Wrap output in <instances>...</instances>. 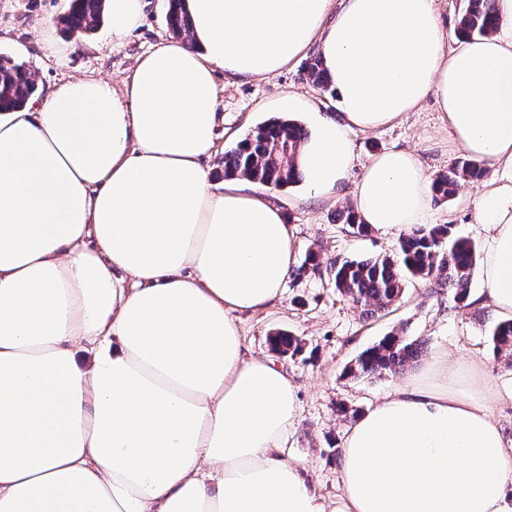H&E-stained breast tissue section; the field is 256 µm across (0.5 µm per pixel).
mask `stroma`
I'll return each instance as SVG.
<instances>
[{
    "label": "stroma",
    "instance_id": "1",
    "mask_svg": "<svg viewBox=\"0 0 512 512\" xmlns=\"http://www.w3.org/2000/svg\"><path fill=\"white\" fill-rule=\"evenodd\" d=\"M70 0H0V51L26 62L35 79L36 91L29 106H36L48 93L66 81L96 77L120 88L137 58L168 37L167 0H145L141 25L123 41L113 45L109 23H102L88 37L64 32L60 18ZM303 63H296L271 77L217 75L220 101L216 125V150L206 160L215 186L224 184V153L263 122L284 115L301 126H309L305 112L285 113L282 104L291 95L318 105L321 114L340 118L335 98L320 86L305 81ZM356 167L394 148H408L419 155L428 176L447 171L462 150L452 142L441 124L434 100L420 109L402 113L389 125L353 136ZM487 185L486 179L463 182L453 199L432 202L431 224L454 225L459 235L472 239L479 248L487 241L478 224L473 197ZM351 186H344L336 200L307 196L301 184L273 191L286 222L294 230L298 260L308 251L321 258L336 256L366 258L392 254L397 247L393 235L371 230L367 236L353 234L336 221L337 210L348 207ZM498 315L487 304L457 308L448 289L429 282L407 285L402 298L377 316L365 319L327 280L290 273L279 301L266 310L237 319L249 354H269L268 339L282 330L301 339V355L277 356L276 362L292 377L298 396V416L288 435L284 455L300 464L315 493L324 501H335L342 492V442L352 417L340 406L365 413L402 379L423 377L433 355L448 353L483 366L492 383L512 384V367L493 356L485 327ZM404 330L423 340L427 350L403 373L381 378H353L345 367L383 336Z\"/></svg>",
    "mask_w": 512,
    "mask_h": 512
}]
</instances>
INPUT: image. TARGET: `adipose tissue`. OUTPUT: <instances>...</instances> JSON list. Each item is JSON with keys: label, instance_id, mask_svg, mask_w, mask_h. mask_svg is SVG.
I'll list each match as a JSON object with an SVG mask.
<instances>
[{"label": "adipose tissue", "instance_id": "ef3b65f1", "mask_svg": "<svg viewBox=\"0 0 512 512\" xmlns=\"http://www.w3.org/2000/svg\"><path fill=\"white\" fill-rule=\"evenodd\" d=\"M191 39L142 55L121 89L68 81L0 113V512H512V448L483 372L441 353L348 432L325 505L284 456L297 388L246 357L237 315L296 265L283 211L214 186L216 70L267 77L315 52L343 122L297 165L337 197L353 133L434 99L494 178L475 201L480 299L512 318V0L496 31L449 48L438 0H184ZM432 182L405 149L375 156L352 200L385 234L426 224ZM96 347L89 368L79 347Z\"/></svg>", "mask_w": 512, "mask_h": 512}]
</instances>
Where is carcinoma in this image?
I'll use <instances>...</instances> for the list:
<instances>
[{
    "label": "carcinoma",
    "instance_id": "1",
    "mask_svg": "<svg viewBox=\"0 0 512 512\" xmlns=\"http://www.w3.org/2000/svg\"><path fill=\"white\" fill-rule=\"evenodd\" d=\"M167 23L174 35H189L191 20L183 0H167ZM105 0H71L62 18L70 34L88 36L103 19ZM497 24L494 0H467L459 21L457 35L462 38L485 36ZM306 79L325 89L330 79L318 57L305 65ZM36 91L30 67L0 52V112H15L24 107ZM307 131L290 121L263 123L224 153V178H245L272 189H282L302 180L295 157ZM485 169L471 160H461L433 179L436 200L452 198L460 182L482 177ZM353 233L365 236L370 227L362 223L355 211L341 214ZM480 259L476 245L458 237L450 224L432 228L417 227L403 233L395 253L366 259L336 257L328 261V283L357 307L367 318L398 301L408 282L429 280L453 293L459 308L468 309L472 276ZM495 356L512 360V320L499 321L490 329ZM273 352L296 356L303 350L302 341L285 331L270 337ZM423 342L410 339L402 332L390 333L364 350L345 372L356 377H380L396 373L423 355Z\"/></svg>",
    "mask_w": 512,
    "mask_h": 512
}]
</instances>
